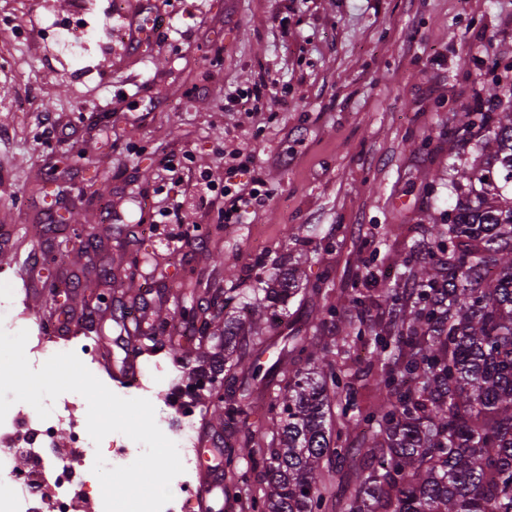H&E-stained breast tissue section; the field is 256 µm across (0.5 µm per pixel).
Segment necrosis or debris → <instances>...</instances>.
I'll return each instance as SVG.
<instances>
[{"label":"necrosis or debris","mask_w":512,"mask_h":512,"mask_svg":"<svg viewBox=\"0 0 512 512\" xmlns=\"http://www.w3.org/2000/svg\"><path fill=\"white\" fill-rule=\"evenodd\" d=\"M82 397L76 393L60 395L52 405L48 419L31 418L23 409L13 407L0 423V512H40L36 506L39 492L48 494L52 512H74L77 495L98 487L92 467L96 455H103L108 466H126L141 452L140 446L125 436L113 434L108 446L95 447L89 435L78 429L76 413ZM193 406H186L177 427H164L174 441L185 467L186 478L173 490L174 498L163 512H194V496L189 481L199 465ZM67 433L74 452L62 457L57 453L60 433ZM27 458L19 467V458Z\"/></svg>","instance_id":"necrosis-or-debris-1"}]
</instances>
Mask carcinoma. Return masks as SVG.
Masks as SVG:
<instances>
[{
    "label": "carcinoma",
    "mask_w": 512,
    "mask_h": 512,
    "mask_svg": "<svg viewBox=\"0 0 512 512\" xmlns=\"http://www.w3.org/2000/svg\"><path fill=\"white\" fill-rule=\"evenodd\" d=\"M463 126L486 163L458 154L448 166L457 201L432 225L413 290L350 297L380 403L362 406L356 379L313 335L292 337L290 359L251 371L264 387L271 373L282 378L263 404L279 422L277 446L224 457L235 496L247 483L240 461L269 473L248 512H325L323 462L346 463L349 431L362 425L368 463L355 467L345 512H512V113L466 112ZM300 278L285 272L251 316L274 318ZM332 396L342 419L334 432ZM250 397H224V421L238 422Z\"/></svg>",
    "instance_id": "cac0c4a2"
}]
</instances>
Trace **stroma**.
Returning a JSON list of instances; mask_svg holds the SVG:
<instances>
[{
	"instance_id": "stroma-1",
	"label": "stroma",
	"mask_w": 512,
	"mask_h": 512,
	"mask_svg": "<svg viewBox=\"0 0 512 512\" xmlns=\"http://www.w3.org/2000/svg\"><path fill=\"white\" fill-rule=\"evenodd\" d=\"M112 2L95 0L76 65L40 34L70 0H0V18L38 29L0 37V226L17 228L0 240V289L13 293L19 328L40 315L80 325L60 338L75 347L100 329L117 335L114 314L150 297L146 320H169L143 358L168 369L143 379L159 422L176 417L159 397L170 381L227 369L245 386L248 367L271 366L292 334H317L362 378L367 353L338 330L358 320L349 292L399 282L405 243L429 240L431 218L456 201L448 166L473 149L463 113L494 85L512 104V0H120L111 14ZM154 9L162 30L131 47L115 39ZM254 84L264 89L254 114L227 102ZM45 109L68 140L41 143ZM223 145L253 155L266 204L245 224L194 215L197 245L170 252L165 235L144 234L153 214L135 202L155 193L173 150L223 177ZM107 202L123 223L105 218ZM291 268L302 288L286 317L250 323L249 308ZM185 307L206 332L174 334ZM90 310L96 322L84 321ZM234 316L242 328L228 356ZM360 386L375 404L371 383ZM223 389L219 380L199 392L196 423L219 425L228 453L275 443L278 426L259 407L245 424L225 423Z\"/></svg>"
}]
</instances>
